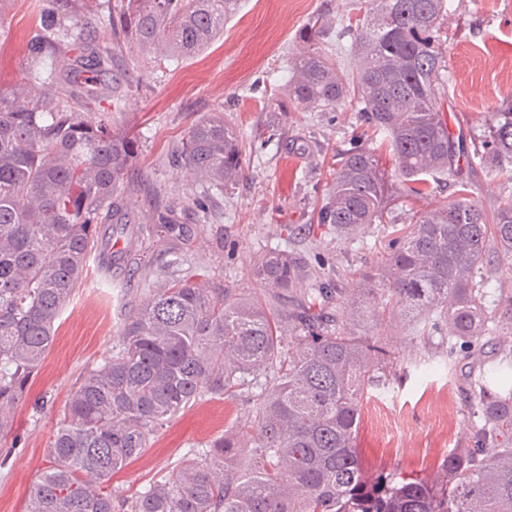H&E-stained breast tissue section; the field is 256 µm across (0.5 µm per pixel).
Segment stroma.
Segmentation results:
<instances>
[{
	"label": "stroma",
	"mask_w": 512,
	"mask_h": 512,
	"mask_svg": "<svg viewBox=\"0 0 512 512\" xmlns=\"http://www.w3.org/2000/svg\"><path fill=\"white\" fill-rule=\"evenodd\" d=\"M44 4L7 0L0 11L1 88L26 67ZM353 8L354 0H241L223 35L204 51L158 68L131 48L106 76L113 98L125 100L122 111L112 114L115 126L132 128L139 140L138 158L127 175L142 188L139 223H151L159 201L182 202L184 223L197 227L186 258L207 266L216 287L258 291L251 263L270 248L301 254L329 273L377 259L383 238L370 232L340 238L308 223L310 211L322 202L329 167L363 130L358 113L348 107L271 112L265 100L267 87L290 78L300 34L318 14L333 24L320 48L333 53L340 74L351 76L359 64L345 32ZM442 34L448 127L469 151L483 140L493 113L512 104V0H448ZM219 111L244 140L270 122L280 124L282 139L279 146L253 149L245 179L211 205L207 223L201 224L191 200L194 180L177 166L172 150L195 120ZM379 159L388 183L405 196L402 207L388 216L397 226L407 225L408 212L453 200L462 183L487 214L512 204V163L492 181L479 167L459 163L457 172L431 178L426 197L412 198L391 156L383 152ZM144 279L143 265L125 262L107 271L97 257L89 258L81 287L55 323V341L27 398L15 408L11 429L0 434V512H24L31 487L50 465L48 444L64 404L83 374L111 351L125 316L141 300ZM470 371L459 356L446 368L400 369L388 391L371 392L357 434L364 471L435 474L449 449L469 433L472 416L464 387ZM251 411L240 397L201 398L113 476V489L134 495L189 449L222 435Z\"/></svg>",
	"instance_id": "1"
}]
</instances>
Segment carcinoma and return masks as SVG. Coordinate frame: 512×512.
<instances>
[{
	"label": "carcinoma",
	"instance_id": "1",
	"mask_svg": "<svg viewBox=\"0 0 512 512\" xmlns=\"http://www.w3.org/2000/svg\"><path fill=\"white\" fill-rule=\"evenodd\" d=\"M76 0H47L43 33L29 63L0 89V433L27 396L55 337V322L82 283L87 259L135 261L149 240L167 254L196 228L174 204L154 223L132 225L136 186L124 182L138 155L131 131L112 127V108L90 118L87 101L112 102L102 84L126 46L160 65L197 54L220 34L239 0H121L99 40L71 30ZM370 17L347 25L361 64L341 76L317 46L332 23L319 16L301 35L287 105L318 112L352 106L388 136L409 195L429 192L425 176L452 169L462 149L448 130L439 77L446 0H370ZM490 147L474 153L493 180L512 162V108L496 112ZM280 129L257 130L260 147ZM199 184L197 209L245 176L246 149L224 114L188 128L176 148ZM392 197L376 149L362 143L336 159L316 224L340 237L383 223ZM391 237L377 262L351 273L347 293L303 257L261 253L250 295L208 288V270L157 262L112 353L81 378L49 444L52 465L34 485L26 512H512V281L487 299L484 256L512 258V206L493 219L466 194L420 214ZM404 334L418 368L461 351L473 378L469 437L448 451L436 478L366 474L356 438L364 398L397 379L400 353L374 326ZM448 327V343L435 336ZM496 364L488 367L486 347ZM246 396L250 417L189 453L131 497L106 486L155 436L202 397Z\"/></svg>",
	"mask_w": 512,
	"mask_h": 512
}]
</instances>
